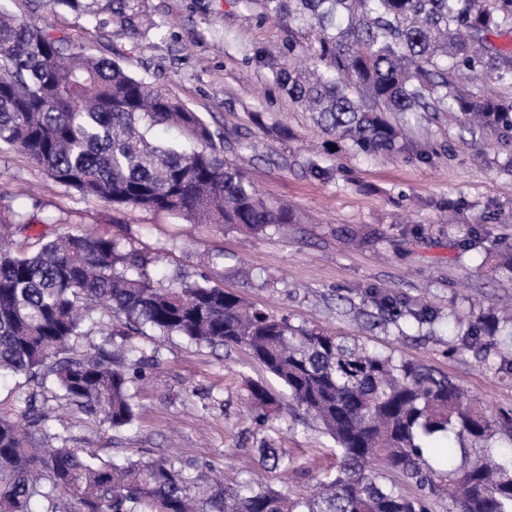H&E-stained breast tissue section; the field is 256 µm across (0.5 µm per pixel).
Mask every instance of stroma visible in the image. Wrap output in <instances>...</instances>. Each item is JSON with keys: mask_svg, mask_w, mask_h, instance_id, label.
I'll list each match as a JSON object with an SVG mask.
<instances>
[{"mask_svg": "<svg viewBox=\"0 0 512 512\" xmlns=\"http://www.w3.org/2000/svg\"><path fill=\"white\" fill-rule=\"evenodd\" d=\"M162 32L128 51L126 68L145 74L219 129L252 128L260 115L267 133L251 151L233 156L259 193L283 200L300 215L258 235L211 224H190L164 212L113 210L53 182L9 148H0V210H26L40 219L21 245L37 251L44 238L83 231L132 243L150 256L166 249L157 277L207 276L257 308L295 325H314L357 338L367 347L431 366L488 410H512V337H499L490 353L452 351L449 337L461 321L499 315L512 304V272L500 263L512 245V146L493 132L470 134L453 113L422 119L396 156H363L350 147L328 149V137L268 78L255 53L276 54L284 32L259 22L237 0H150ZM0 7L41 27L66 32L74 44L111 56L127 40L112 25L51 9L47 0H0ZM288 126L291 137L271 135ZM319 149L328 179L307 169L308 146ZM481 234L470 243L446 223L448 204ZM402 309L435 316L433 325L409 319L380 324L375 293ZM136 344L159 355L134 388L138 418L111 430L83 416L65 428L75 447L117 460L164 457L204 468L232 482L250 478L290 498L308 497L318 481L335 476L336 447L312 419L281 416L272 427L254 425L249 386L259 381L277 395L284 388L243 349L220 351L179 336H139ZM269 443L288 450L292 468L273 472L258 462Z\"/></svg>", "mask_w": 512, "mask_h": 512, "instance_id": "stroma-1", "label": "stroma"}]
</instances>
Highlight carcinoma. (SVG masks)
I'll list each match as a JSON object with an SVG mask.
<instances>
[{
    "mask_svg": "<svg viewBox=\"0 0 512 512\" xmlns=\"http://www.w3.org/2000/svg\"><path fill=\"white\" fill-rule=\"evenodd\" d=\"M77 16L108 15L129 41L156 33L147 0H48ZM285 37L270 79L309 112L334 143L359 154L398 155L410 116L458 113L470 133L512 142V0H238ZM125 53L97 56L0 7V144L53 181L115 210L162 211L193 224L260 233L296 222L261 196L224 157L247 150L236 130L213 128L168 90L130 73ZM480 74L489 92L459 81ZM182 140L162 145L154 126ZM37 222L0 212V236ZM153 260L120 240L65 232L34 254L0 249V376L23 379L20 418L0 416V512H512V412L493 415L448 377L417 361L370 351L347 338L295 326L202 280L156 285ZM506 329L479 318L453 350H480ZM181 336L238 347L275 377L288 407L318 421L337 450L336 478L302 501L244 479L235 486L167 459L122 462L71 446L52 429L65 409L114 430L137 418L132 384L153 357L113 336ZM258 426L282 409L250 387ZM446 434L431 461L428 439ZM55 441L50 448L45 444ZM286 471L294 459L259 448ZM399 475L421 494L383 482Z\"/></svg>",
    "mask_w": 512,
    "mask_h": 512,
    "instance_id": "1",
    "label": "carcinoma"
}]
</instances>
